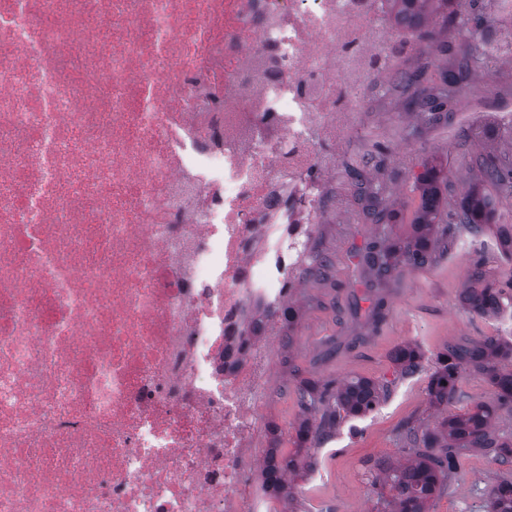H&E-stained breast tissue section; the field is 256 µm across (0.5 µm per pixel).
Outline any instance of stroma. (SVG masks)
Wrapping results in <instances>:
<instances>
[{"label":"stroma","instance_id":"stroma-1","mask_svg":"<svg viewBox=\"0 0 512 512\" xmlns=\"http://www.w3.org/2000/svg\"><path fill=\"white\" fill-rule=\"evenodd\" d=\"M362 108L365 124L341 149L340 159L365 164L368 178L382 184L387 206L396 215L393 231L401 236L409 231L419 199L413 176L424 164L443 163L448 199L455 204L480 182L472 156L485 151L512 156V140L474 141L465 136L468 113L492 118L512 109V65L470 71L448 101L454 119L444 126H427L408 115L396 94H363ZM335 188L336 202L311 242L316 252L330 258L331 267L324 276L304 275L291 297L299 317L291 341L274 351L273 390L262 415L277 427L286 453L293 448L294 428L302 417L301 382L364 376L392 381L393 387L386 401L364 416L342 422L314 450L316 468L297 480L293 512H371L376 501L374 462L401 463L407 458L398 432L402 421L413 419L432 427L444 416L466 412L475 401L493 398L484 377L466 370L460 374L457 398L446 407H433L427 385L437 355L451 344L512 336V317H479L460 303L476 261H483L489 275L499 279L512 270L496 248L498 225H489L476 241L457 235L437 264L423 270L402 268L387 288L374 293L360 257L379 227L365 219L358 191L344 171H337ZM375 307L380 310L376 321L371 318ZM404 343L417 344L424 359L417 372L402 377L391 353ZM506 478L512 480V466L497 464L489 449H467L446 493L432 502L429 512H492L493 488Z\"/></svg>","mask_w":512,"mask_h":512}]
</instances>
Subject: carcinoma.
I'll list each match as a JSON object with an SVG mask.
<instances>
[{"label":"carcinoma","instance_id":"carcinoma-1","mask_svg":"<svg viewBox=\"0 0 512 512\" xmlns=\"http://www.w3.org/2000/svg\"><path fill=\"white\" fill-rule=\"evenodd\" d=\"M389 11L398 24L410 28L415 42L433 46L448 54V43L439 39L435 27L429 24L431 15L437 23L469 28V50L456 56L453 67L441 73L439 83L411 95L405 110L416 114L429 124H446L448 98L453 88L477 66L483 69L497 67L493 56L495 46L507 31H512V16L502 20L500 3L503 0H386ZM420 76L417 71L398 68L388 83L387 90L405 87ZM502 134L494 120L483 121L470 131L477 139L495 138ZM475 163L486 183L498 194L512 196V158L495 154H480ZM366 197L365 216L373 224H389L392 213L383 204L371 181L354 169L350 172ZM441 171L435 166L425 167L415 177L420 192V204L413 224L404 237H393L387 230L378 232L361 254V264L375 288L385 286L397 268L409 265L425 268L433 265L448 251L456 235L465 233L476 239L483 236L494 210L492 196L471 190L461 203L450 206L442 202ZM466 312L490 316L512 308V276L508 287L498 286L477 264L468 275L467 288L461 293ZM392 362L402 376H408L419 367L423 353L415 344H404L394 349ZM512 360V340L485 337L465 348L451 347L436 358V366L427 387L429 401L442 405L457 395L460 373L469 367L481 373L493 388L494 399L478 401L462 415H450L439 426L430 428L417 422L403 425V436L411 445V458L399 466L383 461L375 463L380 486L373 512H428L429 503L443 493L449 476L459 466L462 451L468 448H490L494 459L502 466H512V440L499 439L491 433V423L497 410L512 405V371L498 366L500 361ZM391 392L387 383L366 377H353L341 384H319L306 381L300 385L299 401L303 416L295 427L294 450L284 455L273 452L264 463L261 486L271 497L290 503L294 487L288 478L306 477L315 466L311 448L326 441L342 421L365 414L386 400ZM495 512H512V480L501 481L494 491Z\"/></svg>","mask_w":512,"mask_h":512}]
</instances>
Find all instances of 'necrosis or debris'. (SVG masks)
Wrapping results in <instances>:
<instances>
[{
	"label": "necrosis or debris",
	"mask_w": 512,
	"mask_h": 512,
	"mask_svg": "<svg viewBox=\"0 0 512 512\" xmlns=\"http://www.w3.org/2000/svg\"><path fill=\"white\" fill-rule=\"evenodd\" d=\"M382 0H0V512H280L255 480Z\"/></svg>",
	"instance_id": "1"
}]
</instances>
